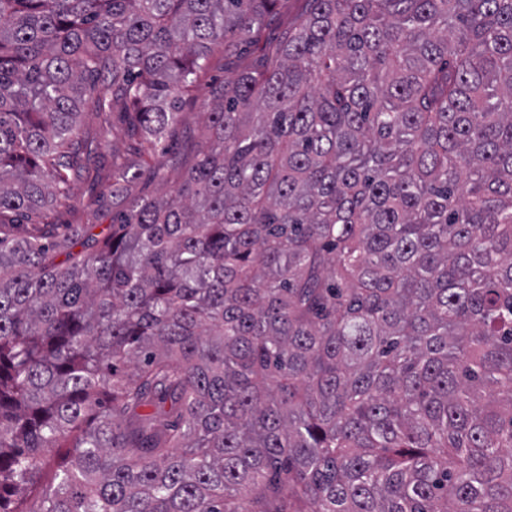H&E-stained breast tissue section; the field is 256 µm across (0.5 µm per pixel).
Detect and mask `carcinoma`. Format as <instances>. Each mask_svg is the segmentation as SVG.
Wrapping results in <instances>:
<instances>
[{"mask_svg":"<svg viewBox=\"0 0 512 512\" xmlns=\"http://www.w3.org/2000/svg\"><path fill=\"white\" fill-rule=\"evenodd\" d=\"M278 2L0 0V224ZM305 2L175 195L0 238V512H512V0Z\"/></svg>","mask_w":512,"mask_h":512,"instance_id":"obj_1","label":"carcinoma"}]
</instances>
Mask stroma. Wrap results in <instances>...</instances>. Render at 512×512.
<instances>
[{
	"label": "stroma",
	"instance_id": "stroma-1",
	"mask_svg": "<svg viewBox=\"0 0 512 512\" xmlns=\"http://www.w3.org/2000/svg\"><path fill=\"white\" fill-rule=\"evenodd\" d=\"M303 6L304 0H286L285 5L269 16L252 47L231 57L220 51L211 56L207 70L200 77L195 100L185 104L178 122L170 130L166 152L148 151L146 144L133 138L121 107L98 113L92 106H85L80 126L92 140L95 156L78 171L71 199L66 204H55L0 226V238L13 241L38 235L44 242L53 243L72 229L93 234L110 232L112 183L122 166L138 167L143 161H150L152 166L159 168L160 176L156 179L145 177L136 184V191H174L177 180L169 168L170 161L175 155L198 147L200 114L209 108L212 89L239 71L259 65L263 46L278 40Z\"/></svg>",
	"mask_w": 512,
	"mask_h": 512
}]
</instances>
